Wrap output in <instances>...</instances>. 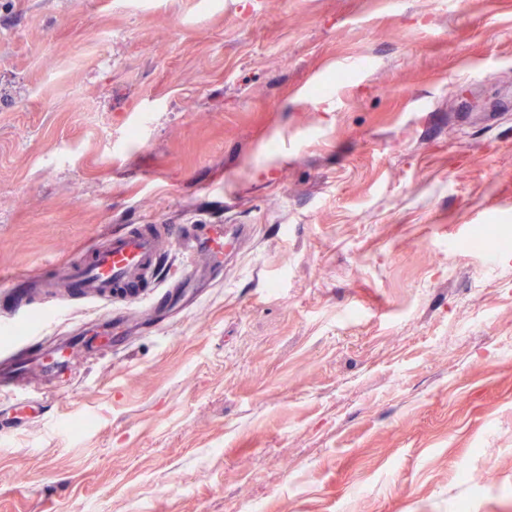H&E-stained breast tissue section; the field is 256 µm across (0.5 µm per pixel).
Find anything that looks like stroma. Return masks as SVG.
<instances>
[{
  "label": "stroma",
  "instance_id": "1",
  "mask_svg": "<svg viewBox=\"0 0 512 512\" xmlns=\"http://www.w3.org/2000/svg\"><path fill=\"white\" fill-rule=\"evenodd\" d=\"M249 224L171 308L0 402V512H512V0H0L13 274Z\"/></svg>",
  "mask_w": 512,
  "mask_h": 512
}]
</instances>
